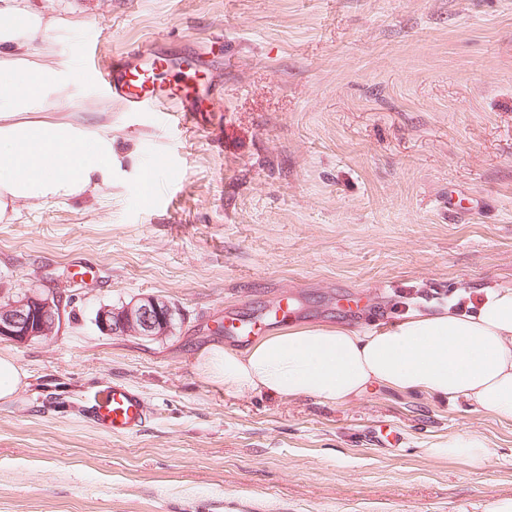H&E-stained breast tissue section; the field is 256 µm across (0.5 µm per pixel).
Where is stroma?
I'll return each mask as SVG.
<instances>
[{"mask_svg": "<svg viewBox=\"0 0 512 512\" xmlns=\"http://www.w3.org/2000/svg\"><path fill=\"white\" fill-rule=\"evenodd\" d=\"M59 21L78 119L111 124L112 184L19 204L0 223V304L65 294L48 341L0 339L26 370L0 404V512H491L512 498V421L374 386L328 404L236 394L196 356L225 315L291 295L295 324L367 330L512 284V0H32ZM146 44L211 59V125L131 112L78 75ZM166 159L141 191L149 154ZM81 260L100 283L74 281ZM155 295L182 320L159 340L107 336L97 310ZM149 421L116 436L84 415L107 382ZM497 454L474 466L449 436Z\"/></svg>", "mask_w": 512, "mask_h": 512, "instance_id": "obj_1", "label": "stroma"}]
</instances>
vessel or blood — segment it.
<instances>
[{
  "label": "vessel or blood",
  "mask_w": 512,
  "mask_h": 512,
  "mask_svg": "<svg viewBox=\"0 0 512 512\" xmlns=\"http://www.w3.org/2000/svg\"><path fill=\"white\" fill-rule=\"evenodd\" d=\"M174 55L142 48L128 52L112 66L95 73L97 82L116 101L134 111L179 112L184 122H197L201 98L221 99L216 83L205 84L202 90H190L180 83H163L160 76L169 70ZM272 321L265 315L257 321H243L224 328L226 340L246 343ZM149 410L143 396L125 384L112 382L98 389L90 401V418L102 430L121 436L138 434L144 427Z\"/></svg>",
  "instance_id": "obj_1"
}]
</instances>
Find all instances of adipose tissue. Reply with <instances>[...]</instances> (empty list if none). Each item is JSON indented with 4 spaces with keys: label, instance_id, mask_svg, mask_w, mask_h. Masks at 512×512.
I'll return each instance as SVG.
<instances>
[{
    "label": "adipose tissue",
    "instance_id": "1",
    "mask_svg": "<svg viewBox=\"0 0 512 512\" xmlns=\"http://www.w3.org/2000/svg\"><path fill=\"white\" fill-rule=\"evenodd\" d=\"M0 222L18 204L91 193L112 182L110 130L48 116L73 80L56 59L57 19L29 0H0ZM205 376L234 393L265 392L336 404L371 384L467 403L512 419V287L486 290L468 310L414 311L367 331L302 325L246 350L213 346Z\"/></svg>",
    "mask_w": 512,
    "mask_h": 512
}]
</instances>
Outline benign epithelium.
Listing matches in <instances>:
<instances>
[{
    "label": "benign epithelium",
    "mask_w": 512,
    "mask_h": 512,
    "mask_svg": "<svg viewBox=\"0 0 512 512\" xmlns=\"http://www.w3.org/2000/svg\"><path fill=\"white\" fill-rule=\"evenodd\" d=\"M64 317L60 292L31 289L0 305V337L17 343L49 340L58 335ZM181 318L178 307L147 295L119 307H101L95 323L104 335H133L154 340L171 334Z\"/></svg>",
    "instance_id": "1"
}]
</instances>
